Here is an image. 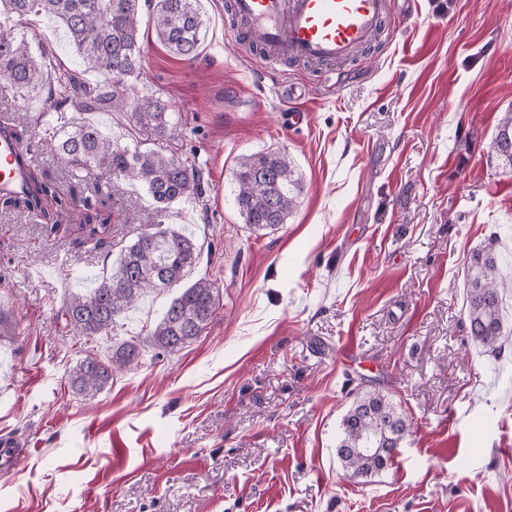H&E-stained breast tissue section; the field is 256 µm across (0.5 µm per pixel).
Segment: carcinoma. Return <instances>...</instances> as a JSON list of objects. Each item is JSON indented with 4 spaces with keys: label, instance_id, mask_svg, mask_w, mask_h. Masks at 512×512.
I'll list each match as a JSON object with an SVG mask.
<instances>
[{
    "label": "carcinoma",
    "instance_id": "1",
    "mask_svg": "<svg viewBox=\"0 0 512 512\" xmlns=\"http://www.w3.org/2000/svg\"><path fill=\"white\" fill-rule=\"evenodd\" d=\"M153 7V27L159 41L173 54L193 61L202 44L205 22L199 0H146ZM141 0H0V78L15 94L44 92L57 109L99 112L132 109L135 128L157 137L173 134L174 123L160 99H133L128 79L140 69L139 15ZM46 16L57 20L68 39L83 54L101 80L95 84L74 70L59 69L45 78L42 61L32 53L27 38L9 25L12 20L30 22ZM55 156L78 180L93 176L97 195H107L122 181L145 191L157 213L162 214L184 199H200L205 193L203 173L196 165L164 156L141 145H121L99 128L86 123L63 126L54 133ZM491 152L512 168V112H504L491 143ZM304 191L302 176L276 151L242 156L235 172L234 200L244 221L255 233L274 231L287 223ZM49 187L33 181L29 192L6 202L32 212ZM199 258L193 233L185 228L156 225L138 234L123 247L112 275L94 281L83 294L71 295L64 306L67 323L79 335L92 338L108 333L117 319L134 308L150 292L179 283ZM504 276L494 250L473 254L467 274V314L470 336L492 353H499L509 337L503 334ZM218 287L201 278L181 289L153 326L146 340L121 342L102 360L89 352L73 367L70 387L82 398L97 396L112 380V373L142 364L153 348L173 354L198 338L213 317ZM384 426L383 455L369 462L354 455L376 428ZM412 434L411 424L394 404L379 392L356 396L344 415L336 456L351 476H366L392 462L395 449Z\"/></svg>",
    "mask_w": 512,
    "mask_h": 512
}]
</instances>
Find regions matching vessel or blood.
<instances>
[{"label":"vessel or blood","instance_id":"b4317fda","mask_svg":"<svg viewBox=\"0 0 512 512\" xmlns=\"http://www.w3.org/2000/svg\"><path fill=\"white\" fill-rule=\"evenodd\" d=\"M269 51L270 61L347 59L366 48L383 25L386 0H232ZM29 152L6 125H0V195L28 191Z\"/></svg>","mask_w":512,"mask_h":512}]
</instances>
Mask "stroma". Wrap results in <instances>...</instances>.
Masks as SVG:
<instances>
[{
    "label": "stroma",
    "mask_w": 512,
    "mask_h": 512,
    "mask_svg": "<svg viewBox=\"0 0 512 512\" xmlns=\"http://www.w3.org/2000/svg\"><path fill=\"white\" fill-rule=\"evenodd\" d=\"M200 8L192 62L141 10L129 86L180 126L156 149L204 174L203 198L166 224L193 232L200 256L183 282L215 280L219 308L178 353L75 396L68 375L84 349L108 357L178 290L145 296L95 341L67 327L68 295L112 274L156 217L124 184L111 201L72 205L70 168L28 140L51 192L30 219L0 205V439L31 447L16 470L0 467V512H512V344L486 352L466 320L473 252L493 247L512 271V169L490 151L512 110V0H390L381 40L346 64L275 70L226 22V0ZM23 30L52 68L98 81L59 24ZM22 111L47 131L82 119L41 92L0 95V121ZM270 150L305 189L287 223L259 235L235 204L234 172ZM106 218L98 248L81 226ZM369 391L413 434L392 465L352 477L336 439L353 393Z\"/></svg>",
    "instance_id": "stroma-1"
}]
</instances>
